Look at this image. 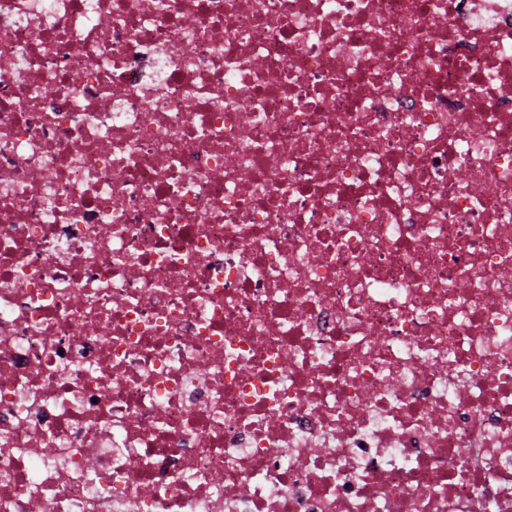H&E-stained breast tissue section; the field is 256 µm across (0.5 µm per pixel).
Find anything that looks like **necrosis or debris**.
<instances>
[{"label":"necrosis or debris","mask_w":512,"mask_h":512,"mask_svg":"<svg viewBox=\"0 0 512 512\" xmlns=\"http://www.w3.org/2000/svg\"><path fill=\"white\" fill-rule=\"evenodd\" d=\"M512 512V0H0V512Z\"/></svg>","instance_id":"obj_1"}]
</instances>
